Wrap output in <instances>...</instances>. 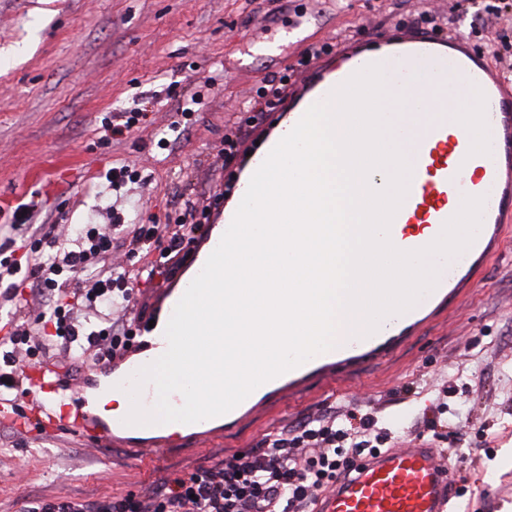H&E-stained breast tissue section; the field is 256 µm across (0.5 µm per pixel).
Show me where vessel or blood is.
<instances>
[{
  "instance_id": "1",
  "label": "vessel or blood",
  "mask_w": 512,
  "mask_h": 512,
  "mask_svg": "<svg viewBox=\"0 0 512 512\" xmlns=\"http://www.w3.org/2000/svg\"><path fill=\"white\" fill-rule=\"evenodd\" d=\"M342 64L321 66L298 90L290 107L289 125H296L307 109L328 100L333 92L365 67L397 66L401 83L411 94V111L426 130L413 154L406 198L389 229L390 239L405 251L420 249L422 234L437 238L446 221L459 210L463 197L483 198L481 225L473 243L451 259H438L436 286L408 311L381 320L376 332L359 337L341 350L325 352L303 365L260 385L277 395L296 388L307 377L330 371L336 364L360 361L385 349L390 341L409 333L426 320L440 299L472 277L501 252L512 228L504 225L512 213V93L483 57L458 37L413 34L393 30L363 42L339 44ZM430 66L439 81L461 88L478 111H426L431 88L409 81L415 63ZM31 403L37 412L29 422L49 430L66 427L98 441L134 436L167 442L162 425H131L116 419L97 420L88 408L83 385L65 386L59 372L36 369ZM456 488L442 451L422 438L404 448L377 449L358 463H345L335 481L312 500V512H447Z\"/></svg>"
}]
</instances>
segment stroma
I'll use <instances>...</instances> for the list:
<instances>
[{"label":"stroma","instance_id":"obj_1","mask_svg":"<svg viewBox=\"0 0 512 512\" xmlns=\"http://www.w3.org/2000/svg\"><path fill=\"white\" fill-rule=\"evenodd\" d=\"M263 20L287 32L282 54L248 52ZM392 28L464 35L503 73L512 0H0V223L35 199L33 221L48 226L102 223L116 201L129 224L202 225L173 277L139 284L146 319H159L165 293L223 226L226 192L238 190L248 154L261 153L283 117L266 105L276 81L296 91L309 50L332 61L339 43ZM196 91L203 103L183 117ZM137 97L147 119L106 137L113 113ZM257 101L264 110L250 111ZM175 123L177 140L159 148ZM123 164L137 181L116 192L105 174ZM349 410L378 419L383 447L419 435L452 449L460 512H512V465L498 463L512 449V240L389 356L307 379L209 442L177 440L148 457L71 430L20 432L0 415V512H20L35 494H140L165 471L188 473Z\"/></svg>","mask_w":512,"mask_h":512}]
</instances>
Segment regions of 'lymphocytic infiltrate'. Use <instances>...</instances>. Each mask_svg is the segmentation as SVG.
I'll return each mask as SVG.
<instances>
[{"label":"lymphocytic infiltrate","mask_w":512,"mask_h":512,"mask_svg":"<svg viewBox=\"0 0 512 512\" xmlns=\"http://www.w3.org/2000/svg\"><path fill=\"white\" fill-rule=\"evenodd\" d=\"M37 202L15 210L0 234V300L15 301L29 286L39 301L38 339L16 324L0 341V396L25 385L23 367L64 355L86 369L123 359L135 345L141 319L134 280L125 262L140 252H158L148 271L155 277L176 264L183 237L169 235L164 224H95L76 231L61 227L48 238L41 225L28 223ZM372 439L376 422L347 413L340 428L312 419L299 429L267 440L264 447L232 455L193 472H170L148 493L87 498L36 496L22 512H305L325 489L350 453L354 429Z\"/></svg>","instance_id":"obj_1"}]
</instances>
